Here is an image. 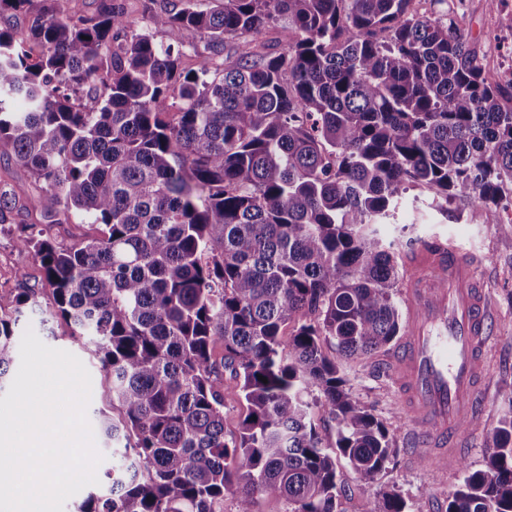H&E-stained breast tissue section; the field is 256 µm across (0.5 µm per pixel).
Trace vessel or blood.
Listing matches in <instances>:
<instances>
[{"instance_id":"obj_1","label":"vessel or blood","mask_w":512,"mask_h":512,"mask_svg":"<svg viewBox=\"0 0 512 512\" xmlns=\"http://www.w3.org/2000/svg\"><path fill=\"white\" fill-rule=\"evenodd\" d=\"M404 261L405 295L412 317L396 364L410 413L432 423L414 444L436 449L435 461L444 467L446 448L464 450L462 416L480 413L478 352L487 334L491 306L473 276L469 256L452 241L418 246Z\"/></svg>"}]
</instances>
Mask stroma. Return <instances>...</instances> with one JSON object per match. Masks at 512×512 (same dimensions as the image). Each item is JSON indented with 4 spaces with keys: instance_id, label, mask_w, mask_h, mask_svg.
<instances>
[{
    "instance_id": "1",
    "label": "stroma",
    "mask_w": 512,
    "mask_h": 512,
    "mask_svg": "<svg viewBox=\"0 0 512 512\" xmlns=\"http://www.w3.org/2000/svg\"><path fill=\"white\" fill-rule=\"evenodd\" d=\"M427 13L448 9L471 41L487 55L496 80L512 83V29L501 26L500 19L512 13V0L499 9H489L485 0H447L446 5L423 0ZM505 214L472 209L460 197L451 199L447 214L433 208L430 191L409 189L392 219L385 225L387 239L395 240L398 253H405L409 239L432 238L454 240L475 261L474 277L485 284L494 308L490 335L484 348L485 378L482 383L481 416L473 420L466 432L467 448L455 460L453 471L441 472L417 466L404 440L410 436L414 422L407 413L400 389L393 377L382 374L388 365L387 353H379L360 362L341 361L348 386L359 401L371 406L390 428L399 444L397 463L380 478L379 485L399 488L409 512H445L450 491L461 481L465 470L482 468L487 442L499 420L512 411L505 394L512 390V231L501 226ZM40 290V311L27 314L22 328H30L49 347L70 352L79 358L91 376L89 410L118 415L119 406L106 398L101 384L103 371L95 354L82 339L72 336L63 320L52 318L51 289L31 254L20 251L12 237L0 235V294L14 293L22 285Z\"/></svg>"
}]
</instances>
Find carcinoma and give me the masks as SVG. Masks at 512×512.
Instances as JSON below:
<instances>
[{
	"mask_svg": "<svg viewBox=\"0 0 512 512\" xmlns=\"http://www.w3.org/2000/svg\"><path fill=\"white\" fill-rule=\"evenodd\" d=\"M71 2L0 0L24 19L0 28V154L38 189L0 177V232L39 262L121 408L96 422L124 463L79 512H345L338 457L369 486L396 451L337 361L403 331L382 226L413 185L443 216L456 196L512 208V84L419 0H148L143 28L129 0ZM74 210L100 230L60 246ZM38 297L0 294V391ZM226 371L248 409L229 438ZM407 508L391 487L364 512ZM445 512H512V414Z\"/></svg>",
	"mask_w": 512,
	"mask_h": 512,
	"instance_id": "obj_1",
	"label": "carcinoma"
}]
</instances>
